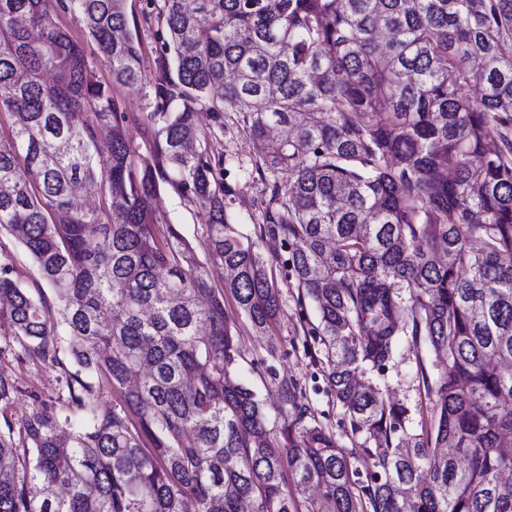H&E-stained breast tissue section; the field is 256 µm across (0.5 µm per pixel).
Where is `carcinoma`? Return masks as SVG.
<instances>
[{
  "instance_id": "carcinoma-1",
  "label": "carcinoma",
  "mask_w": 512,
  "mask_h": 512,
  "mask_svg": "<svg viewBox=\"0 0 512 512\" xmlns=\"http://www.w3.org/2000/svg\"><path fill=\"white\" fill-rule=\"evenodd\" d=\"M156 18L171 74L148 157L112 95L148 83L125 0H0V234L40 278L22 287L0 248V337L58 373L69 411L13 422L0 375V512H512V0H162ZM200 107L254 141L284 130L255 161L276 205L253 237L224 213L222 160L189 150ZM162 160L209 203L221 291L158 214ZM94 180L106 205L85 209ZM266 238L316 309L355 461L286 380L274 437L238 377L224 292L268 333ZM403 336L439 370L418 431L369 376Z\"/></svg>"
}]
</instances>
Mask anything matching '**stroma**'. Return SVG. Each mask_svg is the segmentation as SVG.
Returning a JSON list of instances; mask_svg holds the SVG:
<instances>
[{"label":"stroma","mask_w":512,"mask_h":512,"mask_svg":"<svg viewBox=\"0 0 512 512\" xmlns=\"http://www.w3.org/2000/svg\"><path fill=\"white\" fill-rule=\"evenodd\" d=\"M147 0H127L126 12L137 26L144 66L151 75L163 69L162 43L165 30L157 20L147 19ZM113 96L119 109L125 112L126 136L140 154L153 147V124L148 116L154 110L152 90L145 85L114 88ZM197 124L206 134L210 154L226 159L224 212L230 224L242 234L252 233L261 223L269 205L272 177H259L252 169L258 154L253 141L243 130L242 117L233 112L219 114L199 110ZM161 217L176 225L191 242L198 260L207 268L215 288H223L226 273L209 257L206 233L207 214L203 204L192 195L182 194L170 184H162ZM267 260V273L277 288L281 310L276 325L267 334H257L250 321L238 309L232 296L224 298V314L242 353L240 378L254 388L269 415H276L281 404L279 383L288 380L296 384L299 400L308 413L327 427L350 455L360 449L345 429L343 408L331 394L321 346L313 327L316 311L309 301L299 298L294 280L287 278L282 261L287 250L281 241L262 245ZM4 371L17 388L14 415L22 417L37 407L59 410L65 387L56 371L32 364L17 355L0 357ZM380 386L386 387L391 400L408 407L413 417H432L433 404L426 395L424 379H436L437 369L428 349L409 348L400 342L391 359L373 374Z\"/></svg>","instance_id":"stroma-1"}]
</instances>
